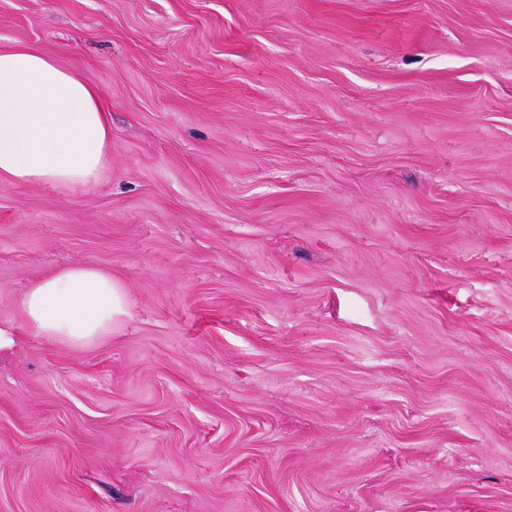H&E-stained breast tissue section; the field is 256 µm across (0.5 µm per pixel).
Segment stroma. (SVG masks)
<instances>
[{
  "label": "stroma",
  "instance_id": "1",
  "mask_svg": "<svg viewBox=\"0 0 512 512\" xmlns=\"http://www.w3.org/2000/svg\"><path fill=\"white\" fill-rule=\"evenodd\" d=\"M100 87L0 181V512H512V0H0ZM111 274L73 347L31 281ZM22 309L41 336L80 347L112 333V325L125 313V301L110 273L73 266L32 281Z\"/></svg>",
  "mask_w": 512,
  "mask_h": 512
}]
</instances>
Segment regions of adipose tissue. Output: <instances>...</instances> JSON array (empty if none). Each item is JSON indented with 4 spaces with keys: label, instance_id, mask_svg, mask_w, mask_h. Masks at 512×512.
<instances>
[{
    "label": "adipose tissue",
    "instance_id": "adipose-tissue-1",
    "mask_svg": "<svg viewBox=\"0 0 512 512\" xmlns=\"http://www.w3.org/2000/svg\"><path fill=\"white\" fill-rule=\"evenodd\" d=\"M111 149L99 88L29 47L0 49V180L85 188ZM22 309L40 335L80 347L111 334L125 301L110 273L73 266L32 281Z\"/></svg>",
    "mask_w": 512,
    "mask_h": 512
}]
</instances>
